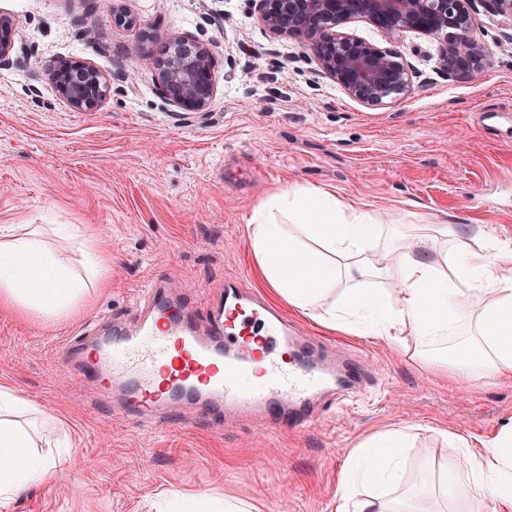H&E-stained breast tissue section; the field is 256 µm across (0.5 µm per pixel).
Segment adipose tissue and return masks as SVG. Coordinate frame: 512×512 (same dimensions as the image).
<instances>
[{
    "label": "adipose tissue",
    "mask_w": 512,
    "mask_h": 512,
    "mask_svg": "<svg viewBox=\"0 0 512 512\" xmlns=\"http://www.w3.org/2000/svg\"><path fill=\"white\" fill-rule=\"evenodd\" d=\"M246 233L260 285L324 328L391 342L424 340L466 328L451 365L458 376L512 381V240L466 238L452 224H386L364 203L342 200L324 187L276 191L251 211ZM385 274L376 292L342 279ZM83 282L59 268L37 231L0 229V305L46 318L69 313ZM32 404L0 385V500L54 481L67 458H48L20 421ZM464 457L482 498L470 512H512V427L472 452L460 435L445 432ZM406 438L388 430L368 436L373 470L385 482L398 477L394 450Z\"/></svg>",
    "instance_id": "1"
}]
</instances>
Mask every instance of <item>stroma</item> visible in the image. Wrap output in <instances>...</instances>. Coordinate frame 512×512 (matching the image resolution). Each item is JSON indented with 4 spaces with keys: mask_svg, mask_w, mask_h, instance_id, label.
Here are the masks:
<instances>
[{
    "mask_svg": "<svg viewBox=\"0 0 512 512\" xmlns=\"http://www.w3.org/2000/svg\"><path fill=\"white\" fill-rule=\"evenodd\" d=\"M161 56L172 36L212 45L210 111L184 115L159 91L158 70L132 47L140 30L112 23L113 0H0L16 21L15 57L0 69V227L41 225L75 275L90 243L112 259L108 287L87 283L70 315L46 319L0 307V384L38 408L40 454L70 446L54 483L0 512H334L336 480L363 438L409 433L389 498L427 512H465L479 497L461 455L442 436L490 438L512 425V386L446 374L455 337L401 345L371 336L305 332L362 361L365 395L305 433L271 434L251 420L216 422L183 407L155 429L114 411L79 383L56 350L99 314L130 320L147 275L204 300L224 279L255 284L245 234L266 193L325 186L366 203L389 224L456 225L460 234L512 238V21L478 11L477 36L495 55L479 81L439 70L436 40L406 34L413 93L382 106L348 97L319 75L296 41L270 36L248 0H122ZM61 58L99 69L112 91L75 112L46 73ZM72 225L73 237L53 232ZM420 472L430 478L417 487Z\"/></svg>",
    "mask_w": 512,
    "mask_h": 512,
    "instance_id": "35a3bbf8",
    "label": "stroma"
}]
</instances>
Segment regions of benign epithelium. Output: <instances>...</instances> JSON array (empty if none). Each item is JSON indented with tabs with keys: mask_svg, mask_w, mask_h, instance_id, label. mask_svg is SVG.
<instances>
[{
	"mask_svg": "<svg viewBox=\"0 0 512 512\" xmlns=\"http://www.w3.org/2000/svg\"><path fill=\"white\" fill-rule=\"evenodd\" d=\"M264 28L309 49L318 71L352 99L368 106L411 93L413 70L397 47L407 33L439 43L441 71L450 78L481 77L492 53L476 32V7L512 19V0H249ZM364 19L387 36L379 46L342 31ZM13 18L0 15V67L14 51ZM162 96L181 112H208L216 95L214 52L204 43L171 41L167 56L155 59ZM60 97L75 112H95L111 92L110 81L80 60H60L49 69Z\"/></svg>",
	"mask_w": 512,
	"mask_h": 512,
	"instance_id": "1",
	"label": "benign epithelium"
}]
</instances>
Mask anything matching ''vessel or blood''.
Masks as SVG:
<instances>
[{
  "label": "vessel or blood",
  "instance_id": "obj_1",
  "mask_svg": "<svg viewBox=\"0 0 512 512\" xmlns=\"http://www.w3.org/2000/svg\"><path fill=\"white\" fill-rule=\"evenodd\" d=\"M65 346L68 365L120 391L125 414L140 422L192 401L218 420L259 418L268 429L301 433L369 381L364 364L301 335L238 276L201 309L150 276L133 327L105 315Z\"/></svg>",
  "mask_w": 512,
  "mask_h": 512
}]
</instances>
